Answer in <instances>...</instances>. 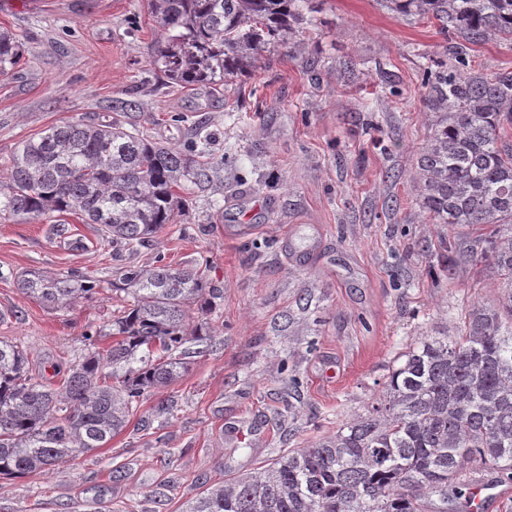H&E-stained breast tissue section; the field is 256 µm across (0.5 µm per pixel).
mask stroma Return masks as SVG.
<instances>
[{
    "mask_svg": "<svg viewBox=\"0 0 512 512\" xmlns=\"http://www.w3.org/2000/svg\"><path fill=\"white\" fill-rule=\"evenodd\" d=\"M307 16L227 87H179L154 66L146 0H0V29L22 43L0 75V179L22 142L78 119H117L165 145L201 134L217 172L179 190L173 223L131 256L113 257L73 215L62 235L48 217H0V340L58 387L85 334L110 344L127 263L161 257L223 290L177 382L151 391L107 447L0 478V512H183L366 415L402 353L503 294L480 259L439 268L441 238L465 250L477 232L431 223L413 175L432 124L424 69L463 58L491 78L512 72V45L463 47L375 0H308ZM72 270L96 293L61 311L16 285ZM238 427L254 442L230 437Z\"/></svg>",
    "mask_w": 512,
    "mask_h": 512,
    "instance_id": "stroma-1",
    "label": "stroma"
}]
</instances>
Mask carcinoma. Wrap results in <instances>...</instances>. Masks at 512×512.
I'll use <instances>...</instances> for the list:
<instances>
[{"label": "carcinoma", "instance_id": "cac0c4a2", "mask_svg": "<svg viewBox=\"0 0 512 512\" xmlns=\"http://www.w3.org/2000/svg\"><path fill=\"white\" fill-rule=\"evenodd\" d=\"M306 2L147 0L165 35L154 63L173 85L226 83L307 21ZM375 2L465 44L512 42V0ZM20 51L16 35L0 29V75ZM425 85L434 120L416 163L419 205L435 224L477 226L480 259L511 292L464 315L455 335L401 354L368 415L203 490L183 512H465L471 474L512 482V73L488 79L439 64ZM213 174L119 121L78 119L22 143L0 182V214H76L99 225L115 253H134L173 223L176 189ZM17 286L51 310L95 294L72 274L25 272ZM113 291L123 311L112 320V343L84 335L87 353L59 388L31 374L22 349L0 341L1 477L105 447L147 393L181 376V347L209 337L205 322L188 329V310L220 296L199 270L161 259L122 267Z\"/></svg>", "mask_w": 512, "mask_h": 512}]
</instances>
